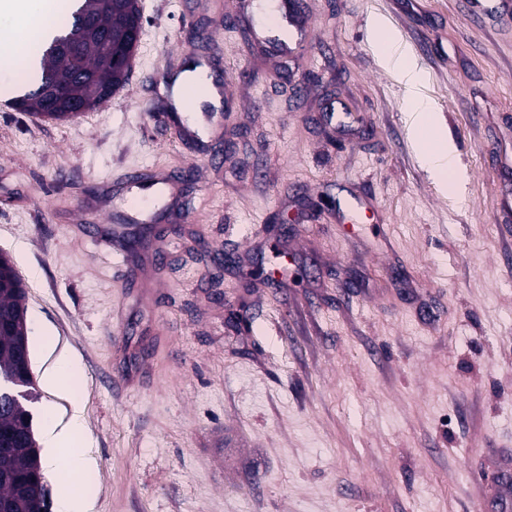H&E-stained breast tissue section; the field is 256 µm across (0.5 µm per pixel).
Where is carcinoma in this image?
<instances>
[{"label": "carcinoma", "instance_id": "cac0c4a2", "mask_svg": "<svg viewBox=\"0 0 512 512\" xmlns=\"http://www.w3.org/2000/svg\"><path fill=\"white\" fill-rule=\"evenodd\" d=\"M129 0H80L71 21L51 37L40 58L34 89L15 99L20 112L52 120H71L95 109L121 89L128 76L106 65L109 57H123L137 40L138 20L126 11ZM0 278L12 289L0 291V315L14 320L0 332V381L23 388L22 360L15 350L17 338L28 335L25 289L8 256L0 253ZM33 416L16 407L8 392H0V429L7 432L11 451L0 452V474L28 471V448L36 443ZM34 490L0 481V501L13 503L15 512H27Z\"/></svg>", "mask_w": 512, "mask_h": 512}]
</instances>
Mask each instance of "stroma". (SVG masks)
<instances>
[{"instance_id":"stroma-1","label":"stroma","mask_w":512,"mask_h":512,"mask_svg":"<svg viewBox=\"0 0 512 512\" xmlns=\"http://www.w3.org/2000/svg\"><path fill=\"white\" fill-rule=\"evenodd\" d=\"M306 46L253 41L236 0H140L123 89L71 121L8 108L32 75L0 57V252L26 291L35 376L80 364L95 512H475L512 448V25L457 0H302ZM411 51L466 199L423 166L379 32ZM211 59L224 159L194 157L156 71ZM162 170L136 252L110 225L127 169ZM355 197L377 216L345 223ZM103 225L82 237L73 211ZM174 242L164 265L155 248Z\"/></svg>"}]
</instances>
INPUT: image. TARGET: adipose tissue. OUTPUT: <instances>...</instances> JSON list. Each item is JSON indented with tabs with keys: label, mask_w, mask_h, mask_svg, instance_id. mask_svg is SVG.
<instances>
[{
	"label": "adipose tissue",
	"mask_w": 512,
	"mask_h": 512,
	"mask_svg": "<svg viewBox=\"0 0 512 512\" xmlns=\"http://www.w3.org/2000/svg\"><path fill=\"white\" fill-rule=\"evenodd\" d=\"M67 8V0H41L36 11L31 9L29 0H0V53L10 58L14 66L27 67L40 52L41 34L51 29ZM379 55L383 68L396 74L406 88L407 126L423 165L435 181L448 185L454 195H461L460 185L448 180L456 164L455 148L436 125L432 102L419 92L421 74L408 48L391 36L380 41ZM172 94L175 103L186 109L189 122L198 126L203 123V103L219 99L206 71L198 67L181 74ZM87 435L86 419L80 408H73L64 422L58 420L54 407L45 408L42 445L56 481L71 482L78 470L87 474L95 471L94 458L73 447L76 438Z\"/></svg>",
	"instance_id": "1"
}]
</instances>
